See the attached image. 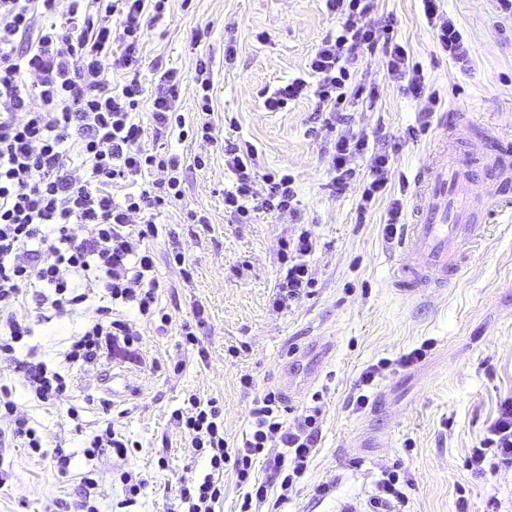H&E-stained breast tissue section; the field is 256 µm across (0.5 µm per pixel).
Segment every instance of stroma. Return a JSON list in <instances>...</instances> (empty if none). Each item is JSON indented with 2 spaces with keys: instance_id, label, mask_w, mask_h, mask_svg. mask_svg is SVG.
Masks as SVG:
<instances>
[{
  "instance_id": "1",
  "label": "stroma",
  "mask_w": 512,
  "mask_h": 512,
  "mask_svg": "<svg viewBox=\"0 0 512 512\" xmlns=\"http://www.w3.org/2000/svg\"><path fill=\"white\" fill-rule=\"evenodd\" d=\"M444 8L469 42L473 65L461 71L439 52L419 0H378L371 20L378 34L392 32L439 91L438 112H473L512 130V16L496 0H445ZM208 33L201 42L199 28ZM338 27L322 0H169L164 17L145 35L146 61H162L180 76L177 106L192 115L199 56L214 72L213 124L216 143H174L183 158L185 195L161 213L160 224L179 233L192 268L182 281L168 264V240L155 242L160 273L171 283L161 305L172 316L167 331L140 321V361L120 358L97 367H68L71 384L60 403L37 405L22 388L14 397L52 440L43 454L0 448V512H76L90 495L98 512H119L121 472L132 471L147 487L132 512H173L180 488L209 471L177 409L189 396L217 400L224 437L240 445L252 424L256 400L283 393L284 379L300 383L295 413L319 405L320 438L295 492L261 512H339L353 503L367 512L383 471L400 466L410 478L406 512H512V469L485 475L469 467V456L486 436L500 402L512 396V220L477 250L457 282L436 294L405 299L390 283L397 243L382 234L388 207L380 200L357 210L358 185L331 193V126L373 134L394 152L393 184L414 179L437 126L420 127L426 100L407 96L389 77L382 57L359 67L356 81L378 91L375 108L352 105L328 124L313 97L269 112L262 94L303 76L314 47ZM234 38L237 55L224 61ZM247 140L261 154L265 172L290 174L300 200L297 214L267 212L253 223H234L224 212V188L233 176L224 166L225 140ZM209 156L206 169L193 158ZM205 208L208 229L189 232L187 212ZM311 230L318 247L310 258L317 282L312 294L283 309L272 299L279 279L278 252L299 228ZM204 306L207 323L197 345L186 344L182 322ZM38 347L51 367H66L63 354L79 320L42 322L27 311ZM425 358L411 367L399 358L421 343ZM380 372L371 385L361 375ZM367 395L366 408L351 401ZM81 412L84 434H76L69 407ZM111 424L133 441L126 460H92L83 454L84 435ZM70 456L68 476L57 473L56 451ZM98 486L85 492L82 479ZM326 495H316L319 485Z\"/></svg>"
}]
</instances>
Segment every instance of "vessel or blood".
<instances>
[{"label": "vessel or blood", "instance_id": "b4317fda", "mask_svg": "<svg viewBox=\"0 0 512 512\" xmlns=\"http://www.w3.org/2000/svg\"><path fill=\"white\" fill-rule=\"evenodd\" d=\"M439 125L415 175V205L391 273L402 296L448 287L494 224L512 212V138L489 124L482 149L473 151L466 147L469 116L444 113Z\"/></svg>", "mask_w": 512, "mask_h": 512}]
</instances>
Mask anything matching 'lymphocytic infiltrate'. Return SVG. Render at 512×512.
Wrapping results in <instances>:
<instances>
[{"instance_id": "f902f5d3", "label": "lymphocytic infiltrate", "mask_w": 512, "mask_h": 512, "mask_svg": "<svg viewBox=\"0 0 512 512\" xmlns=\"http://www.w3.org/2000/svg\"><path fill=\"white\" fill-rule=\"evenodd\" d=\"M0 0V355L9 356L13 374L33 400L55 404L68 389L61 371L48 368L35 350L17 356L16 347L31 335L17 309L34 299L54 318L82 316L84 322L64 355L70 365L89 366L108 358L113 347L131 348L141 332L138 319L167 329L171 316L159 304L165 283L157 267L154 241L167 237L168 262L185 270L178 235H164L156 218L180 201L183 164L173 140L213 142L214 88L209 58L196 66L195 117L185 119L175 101V70L155 68L157 93L146 99L141 65L143 38L161 19L168 0ZM339 20L311 54L306 77L267 94L263 106L277 112L305 96L319 107L339 111L359 102L373 106L375 90L349 91L351 73L366 56L382 54L388 73L406 94L426 97L425 77L407 49L392 37H379L371 14L375 0H323ZM437 46L460 69H470L469 44L442 0H420ZM122 71L113 82L114 71ZM150 119L142 121V106ZM224 166L234 180L224 191V210L238 223L261 212H295L297 194L288 175L262 172L257 149L247 141L224 144ZM330 187L342 193L352 182L362 186L359 211L390 197L392 162L363 132H338L332 146ZM267 185L257 194V182ZM384 234L399 236L406 221L401 198L390 197ZM89 227L78 236L75 226ZM317 241L301 230L285 243L281 275L273 300L281 308L307 295L315 279L309 258ZM136 318L124 315V308ZM282 399L260 398L251 431L241 446L229 447L216 400L189 397L176 418L191 435L192 446L209 460L202 480L180 491L187 512H215L224 493V467L232 465L239 484L248 485L245 504H264L271 486L290 493L295 477L307 469L316 446L320 411L311 408L291 425L280 419ZM0 448L39 453L47 436L17 412L8 385L0 384ZM282 454L272 461L265 481L252 479L253 462L271 439ZM469 464L478 471L512 467V398L501 401L488 435L474 448Z\"/></svg>"}]
</instances>
